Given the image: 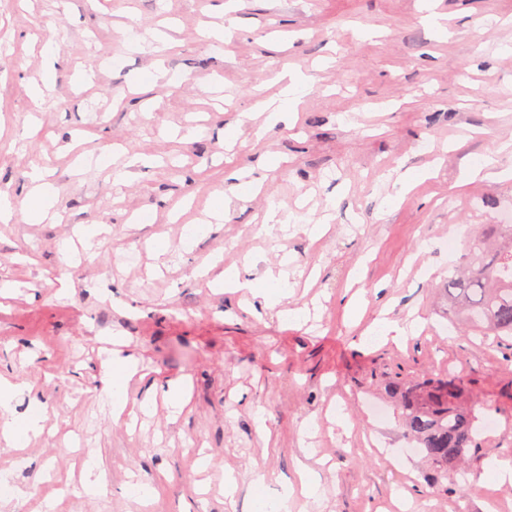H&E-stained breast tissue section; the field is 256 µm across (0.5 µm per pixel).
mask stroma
I'll use <instances>...</instances> for the list:
<instances>
[{
	"label": "stroma",
	"instance_id": "stroma-1",
	"mask_svg": "<svg viewBox=\"0 0 512 512\" xmlns=\"http://www.w3.org/2000/svg\"><path fill=\"white\" fill-rule=\"evenodd\" d=\"M224 3L0 0V195L16 208L0 222V284L14 285L0 297V378L31 384L47 418L24 445L0 438V475L23 492L0 512H253L260 471L265 491L291 490V512H512V483L486 466L512 458V339L462 336L435 301L467 235L512 211V180L463 177L494 154L512 167L499 153L512 143V0H439L441 35L420 0H239L216 51L206 31ZM49 53L56 74L36 100ZM285 69L313 79L296 121L246 122L225 149V125L276 95ZM35 166L56 192L57 217L41 223L22 211ZM395 169L412 184L398 198ZM231 170L261 191L187 237ZM272 206L291 223L263 225ZM326 214L311 240L307 219ZM91 224L108 230L79 236ZM229 266L281 274L288 300L213 287ZM381 318L416 330L367 336ZM112 336L139 361L117 419L102 367ZM446 369L494 424L464 471L435 481L384 385ZM176 380L182 414L161 398L141 413L148 389ZM74 446L104 470L100 495L85 494ZM302 465L318 497L299 493ZM136 481L154 485L149 504Z\"/></svg>",
	"mask_w": 512,
	"mask_h": 512
}]
</instances>
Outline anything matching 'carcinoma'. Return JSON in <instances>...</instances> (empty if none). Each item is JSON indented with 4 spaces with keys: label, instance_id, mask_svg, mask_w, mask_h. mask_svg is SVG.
I'll return each instance as SVG.
<instances>
[{
    "label": "carcinoma",
    "instance_id": "obj_1",
    "mask_svg": "<svg viewBox=\"0 0 512 512\" xmlns=\"http://www.w3.org/2000/svg\"><path fill=\"white\" fill-rule=\"evenodd\" d=\"M469 252L470 269L448 277L442 298L454 304L464 328L479 337H512V225H488L471 239ZM387 393L436 478L447 476L448 468L462 463L476 446L475 407L483 401L462 375L448 371L391 380Z\"/></svg>",
    "mask_w": 512,
    "mask_h": 512
}]
</instances>
